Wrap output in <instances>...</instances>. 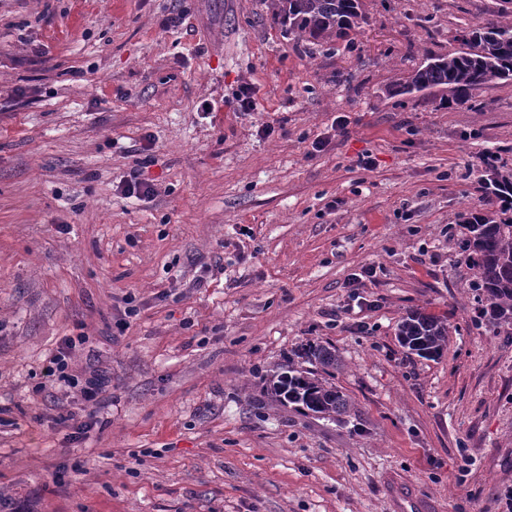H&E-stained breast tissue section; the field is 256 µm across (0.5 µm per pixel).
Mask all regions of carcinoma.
Segmentation results:
<instances>
[{
  "mask_svg": "<svg viewBox=\"0 0 512 512\" xmlns=\"http://www.w3.org/2000/svg\"><path fill=\"white\" fill-rule=\"evenodd\" d=\"M273 23L298 40L332 43L351 41L364 23L360 0H269ZM467 49L427 59L402 91L411 93L442 86L454 99L467 98L471 89L496 80H512V26L488 21L475 27L465 39ZM489 186L503 218L480 214L467 224L462 249L476 269L472 283L479 292L481 316L494 326L512 325V176L493 165ZM401 344L415 354L438 358L449 341L447 325L438 317L410 311L398 327ZM302 365L288 364L265 378V391L281 405L294 404L324 417L347 413L349 401L328 378L340 367L336 348L308 343L299 351Z\"/></svg>",
  "mask_w": 512,
  "mask_h": 512,
  "instance_id": "1",
  "label": "carcinoma"
}]
</instances>
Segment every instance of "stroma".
<instances>
[{"instance_id": "obj_1", "label": "stroma", "mask_w": 512, "mask_h": 512, "mask_svg": "<svg viewBox=\"0 0 512 512\" xmlns=\"http://www.w3.org/2000/svg\"><path fill=\"white\" fill-rule=\"evenodd\" d=\"M351 43L265 0H0V497L23 512H505L512 329L460 248L512 173V82L400 84L498 0H361ZM254 88L256 107L235 95ZM324 139L314 149L315 139ZM371 167H363V160ZM153 188L124 195L131 170ZM135 315H126V298ZM417 310L441 357L403 347ZM108 380L89 438L45 359ZM333 345L341 419L266 375ZM401 344L415 354L438 358L449 341L447 325L438 317L419 311H409L398 327ZM76 347V340L73 337H67L47 361L43 368L46 378L51 380L63 381L69 387H77L79 380L66 373L69 368L70 351Z\"/></svg>"}]
</instances>
